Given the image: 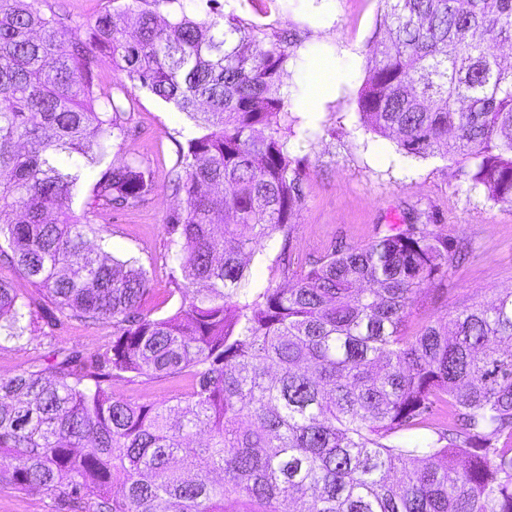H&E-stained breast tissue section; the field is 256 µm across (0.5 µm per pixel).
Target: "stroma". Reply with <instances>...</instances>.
I'll list each match as a JSON object with an SVG mask.
<instances>
[{"label":"stroma","mask_w":512,"mask_h":512,"mask_svg":"<svg viewBox=\"0 0 512 512\" xmlns=\"http://www.w3.org/2000/svg\"><path fill=\"white\" fill-rule=\"evenodd\" d=\"M221 2L225 18L266 25L269 35L292 42L284 77L293 120L288 149L299 163L302 204L288 236H276L254 256L251 268L258 286L282 281L275 263L281 248H288L298 269L332 249L366 244L391 225L415 221L471 245L466 256L455 259L447 280L425 291L417 317L436 316L512 288V208L470 190L453 162L405 155L395 140L367 131L359 121L357 98L368 75V46L385 21L383 0ZM314 59L345 61L347 75L332 86L318 111L310 112L300 72ZM131 97L129 132L119 152L151 168L155 190L140 208L100 211L92 221L106 229L113 255L135 257L147 270L150 283L143 307L161 316L179 305L163 230L167 214L181 203L170 186V172L195 129L185 114L147 90L132 89ZM0 278L30 300L36 315L33 338L0 343V375H13L54 349L91 356L111 341V323L74 320L47 307L3 256ZM184 388L181 382L145 378L112 384L116 394L137 402H160Z\"/></svg>","instance_id":"35a3bbf8"}]
</instances>
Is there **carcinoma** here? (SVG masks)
I'll use <instances>...</instances> for the list:
<instances>
[{
    "instance_id": "cac0c4a2",
    "label": "carcinoma",
    "mask_w": 512,
    "mask_h": 512,
    "mask_svg": "<svg viewBox=\"0 0 512 512\" xmlns=\"http://www.w3.org/2000/svg\"><path fill=\"white\" fill-rule=\"evenodd\" d=\"M46 0H0V254L59 313L112 323L102 353L72 350L0 376V489H41L86 512H512V289L436 319L414 312L459 243L426 224L334 250L250 288L252 257L302 204L290 157L289 45L217 0H112L68 49ZM361 124L408 156L461 165L512 208V0H384ZM105 53L121 95L95 73ZM193 121L166 217L172 313L142 309L149 277L106 251L89 215L136 209L149 167L103 160L126 132L128 87ZM99 166L82 214L63 209ZM0 279V340L34 326ZM172 379L160 403L113 380ZM443 411L431 424L434 408ZM432 436L402 442L403 431Z\"/></svg>"
}]
</instances>
